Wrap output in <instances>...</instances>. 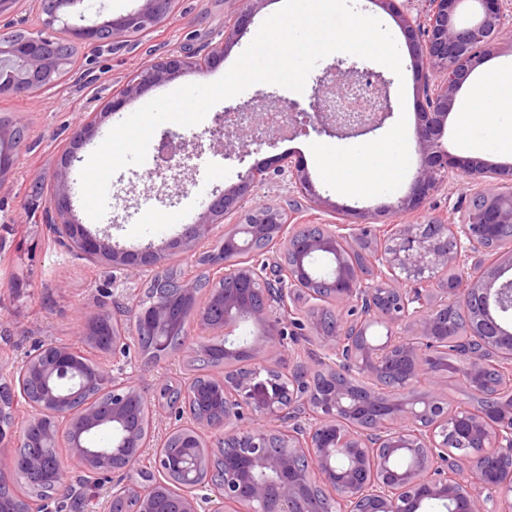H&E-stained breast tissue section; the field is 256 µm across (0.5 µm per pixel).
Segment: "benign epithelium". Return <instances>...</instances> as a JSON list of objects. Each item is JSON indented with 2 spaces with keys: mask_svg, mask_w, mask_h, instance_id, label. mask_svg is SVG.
<instances>
[{
  "mask_svg": "<svg viewBox=\"0 0 512 512\" xmlns=\"http://www.w3.org/2000/svg\"><path fill=\"white\" fill-rule=\"evenodd\" d=\"M175 2L142 0L125 16L88 24L78 9L85 0H52L43 32L0 30V94L34 97L68 75L57 41L47 32L60 29L85 44H122L168 19ZM376 2L409 37L413 64L439 77L422 88L425 109L416 126L421 163L396 211L418 208L451 173L477 189L462 222L381 227L368 281L355 260L350 225L291 224L277 205L246 208L251 192L267 181L263 170L251 168L237 175L238 182L213 192L203 212L166 247L112 245L109 237L91 234L74 214L71 180L79 150L126 101L177 80L186 70L209 67L224 50L203 60L180 54L152 62L74 128L51 176L50 228L68 248L116 270L150 268L161 280L177 252L205 262L209 286L201 288L196 278L184 276L178 296L197 304L199 332L224 337L226 372L207 383L220 395L222 413H191L149 447L150 429L133 423L129 407L155 404L174 413L182 404L201 407L199 384L192 377L148 400L133 377H120L108 365V357L126 351L122 323L107 319L105 330L95 334L88 320L79 335L96 358L50 341L24 361L20 392L30 380L39 381L42 391L36 399L25 398L28 416L19 441L0 434L1 502L14 482L74 468L92 484L119 474L113 499L133 503L131 512H427L434 502L447 512H512V480L488 472L489 461L500 460L512 474V320L504 315L507 289L498 283L501 273L512 269V246H499L505 236L512 240V190L481 189L511 178L512 167L464 163L443 143L460 90L505 34V0H425L418 17L398 9L396 0ZM262 3L250 0L235 13L226 42L247 31ZM356 76L374 79L382 93L373 118L357 120L327 109ZM289 112L300 133L343 137L380 128L392 106L378 76L338 64L336 82L319 81L309 109L291 106ZM269 124V113H248L247 124L238 127L250 132L249 142H218L225 146L224 156L240 158L248 145L271 141ZM23 140L20 127L1 125L0 158ZM188 147L180 134H163L153 174L165 181L167 173L186 167L192 157ZM278 163L298 194L316 207L328 203L299 160L284 155ZM234 212L241 213V221L202 249L213 227ZM448 267L458 274L435 280V273ZM319 279L330 280L333 288L316 291ZM300 301L311 311L320 302L333 310L330 322L317 329L316 365L301 359L286 374L272 359L284 346V325L296 321ZM450 309L466 316L468 332L455 339L452 358L433 367L431 351L448 342L443 327ZM172 313L165 300L129 308L137 328H161ZM249 322L259 334L242 345L229 328ZM374 323L387 329V340L379 345L366 339ZM243 354L249 367L229 370ZM451 379L469 388L505 379L510 396L482 411L450 412L441 393ZM254 416L280 427L274 432L256 427ZM107 428L112 447H87L90 436ZM35 440L49 448L64 445L66 456L21 451ZM401 456L411 460L408 467H396Z\"/></svg>",
  "mask_w": 512,
  "mask_h": 512,
  "instance_id": "7a95c632",
  "label": "benign epithelium"
}]
</instances>
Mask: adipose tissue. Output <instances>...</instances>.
Segmentation results:
<instances>
[{"label":"adipose tissue","mask_w":512,"mask_h":512,"mask_svg":"<svg viewBox=\"0 0 512 512\" xmlns=\"http://www.w3.org/2000/svg\"><path fill=\"white\" fill-rule=\"evenodd\" d=\"M457 122L475 149L512 151V67L482 71Z\"/></svg>","instance_id":"obj_1"}]
</instances>
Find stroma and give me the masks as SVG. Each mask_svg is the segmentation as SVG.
Masks as SVG:
<instances>
[{"mask_svg":"<svg viewBox=\"0 0 512 512\" xmlns=\"http://www.w3.org/2000/svg\"><path fill=\"white\" fill-rule=\"evenodd\" d=\"M246 0H179L176 10L161 25L140 36L136 44L99 49L80 44L72 58V72L61 83L52 85L36 97H0V116L9 115L26 128V143L12 155V169L0 183V361L7 367H20L27 354L50 341L78 342L81 323L100 305L113 301L141 298L151 275L146 271L125 273L103 261L60 245L52 236L48 221L50 183L48 177L58 163L61 150L72 130L86 116L110 100L115 91L143 66L169 55L183 52H211L223 47L224 55L205 71H186L178 85L210 83L223 76L246 48L247 39L225 45L224 34L231 13ZM366 14L379 18L394 36L403 63L402 76L387 68L374 72L389 83L390 97L404 95L408 127H415L423 109L418 89L420 73L411 66L405 33L394 18L374 0H362ZM366 68L365 60L352 55H329L309 73L303 92L273 84H256L229 104L249 112L299 105L308 108L316 82L334 71L337 60ZM226 104V105H229ZM215 105L194 128L185 129V138L215 129L217 118L226 107ZM317 134H297L273 144L253 145L243 159L225 158L214 149H206L202 160L190 161L169 185L152 177L150 167L130 166L117 172L113 184L121 187L119 198L108 201L105 216L92 220L85 210H78L82 224L91 232L109 231L114 241L134 248L151 242L164 244L191 223L207 204L213 190L234 184L239 171L265 165L273 156L291 154L302 159L314 186L328 197V208L317 209L303 199H295L287 175L272 173L266 186L248 199L249 206L295 203L298 221L306 224H346V206L383 209L377 224L452 223L469 205L471 194L456 177L444 184L417 210L396 214L386 212L394 195L361 199L341 195L327 187L318 172L310 143ZM170 217L169 223H153L155 213ZM116 365L134 377L146 395H153L163 383H178L190 377L192 370L186 354L175 353L154 366H147L138 350L137 340H130L127 356L118 357Z\"/></svg>","mask_w":512,"mask_h":512,"instance_id":"stroma-1","label":"stroma"}]
</instances>
